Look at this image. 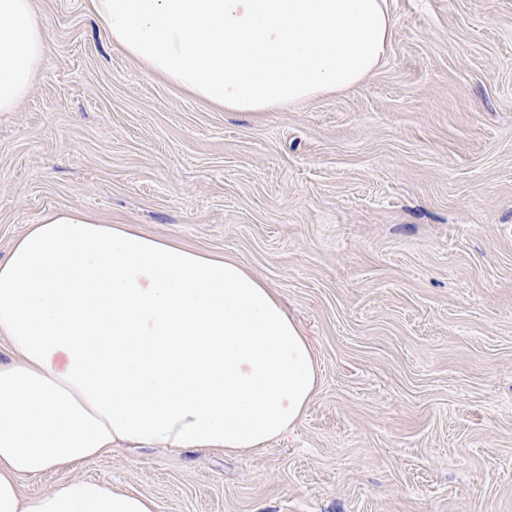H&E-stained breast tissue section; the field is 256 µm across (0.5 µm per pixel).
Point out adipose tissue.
<instances>
[{"instance_id": "adipose-tissue-1", "label": "adipose tissue", "mask_w": 512, "mask_h": 512, "mask_svg": "<svg viewBox=\"0 0 512 512\" xmlns=\"http://www.w3.org/2000/svg\"><path fill=\"white\" fill-rule=\"evenodd\" d=\"M107 41L230 112L347 91L376 70L387 0H92ZM46 52L33 0H0V112ZM0 512H156L145 495L22 476L122 447L262 448L302 418L312 347L238 263L78 208L31 225L0 262Z\"/></svg>"}]
</instances>
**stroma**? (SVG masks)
Here are the masks:
<instances>
[{"label":"stroma","instance_id":"stroma-1","mask_svg":"<svg viewBox=\"0 0 512 512\" xmlns=\"http://www.w3.org/2000/svg\"><path fill=\"white\" fill-rule=\"evenodd\" d=\"M375 72L227 112L112 49L88 0H33L43 64L0 112V260L46 214L219 255L309 337L296 427L234 455L111 448L23 477L157 512H512V0H388Z\"/></svg>","mask_w":512,"mask_h":512}]
</instances>
